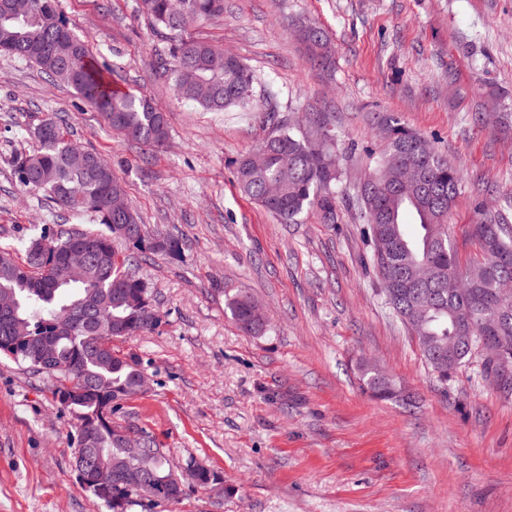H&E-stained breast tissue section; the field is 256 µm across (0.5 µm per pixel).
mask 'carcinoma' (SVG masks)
<instances>
[{
    "instance_id": "carcinoma-1",
    "label": "carcinoma",
    "mask_w": 512,
    "mask_h": 512,
    "mask_svg": "<svg viewBox=\"0 0 512 512\" xmlns=\"http://www.w3.org/2000/svg\"><path fill=\"white\" fill-rule=\"evenodd\" d=\"M140 11L153 25L171 32L172 43L160 58V68L173 80L176 95L207 112L239 108L262 112L252 98L254 74L224 47L184 35L200 21L224 14V0H140ZM310 67L323 69L331 61L330 39L318 26L301 29ZM0 52L35 64L52 79L71 88L94 107L104 122L126 138L160 145L168 138L165 113L150 99L123 91L107 79L108 68L89 52L70 28L58 0H0ZM268 132L255 151L235 162L239 189L285 224H297L312 213L321 223H338L339 195L344 180L340 139L333 118L325 112H304L285 122L273 111L263 112ZM380 146L368 155L375 168L353 185L366 261L375 274L384 304L417 337L420 352L437 378L466 365L487 345L504 349L502 358L486 357L478 373L512 388V296L501 288L512 281V201L488 204L481 194L472 198V230L483 261L461 267L449 218L461 195L463 168L438 151L425 135L391 113L375 116ZM39 149L14 161V173L25 190L42 191L61 207L86 213L102 226L92 232L41 228L28 239L25 259L17 261L0 248V295H8L13 312L0 316V355L16 364L56 379L54 398L61 410L77 419L92 420V463L116 471L134 469L148 480L143 493L112 486L110 512H128L137 503L179 501L186 487H212L220 476L196 461L181 471L170 466L160 443L142 430L141 448L130 454L104 409L111 400L141 394L143 369L132 356L112 349V339L140 336L161 323L148 283L132 271L135 252L177 255L182 243L172 236L155 240L127 199L123 182L112 165L95 150H85L89 163L74 168L68 162L72 140L63 119L46 117L33 129ZM409 160L420 165L412 177L385 181ZM123 209L110 210L109 201ZM128 246L120 253L116 243ZM89 246L84 280L72 282L63 272L69 248ZM255 299L242 292L226 294L224 311L246 335L264 332ZM77 313L75 324L61 329L57 315ZM49 345L57 361L41 368L40 350ZM360 378L372 396L398 397L388 374L373 365H359ZM80 392L64 398L68 386Z\"/></svg>"
}]
</instances>
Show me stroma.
<instances>
[{
	"label": "stroma",
	"mask_w": 512,
	"mask_h": 512,
	"mask_svg": "<svg viewBox=\"0 0 512 512\" xmlns=\"http://www.w3.org/2000/svg\"><path fill=\"white\" fill-rule=\"evenodd\" d=\"M109 77L166 115L169 137L149 149L104 124L76 92L25 60L0 54V245L15 257L42 226L92 229L25 192L13 161L33 152L45 114L76 144L111 160L149 229L182 238L139 274L161 322L112 341L150 386L122 401L117 421L151 432L173 467L197 461L224 479L180 502L131 512H512V394L479 375L473 355L448 382L429 372L415 338L380 297L362 257L352 206L343 222L306 215L284 224L239 189L233 163L264 135L258 113L206 112L178 98L157 67L171 44L139 0H60ZM329 35L333 64L311 69L301 23ZM193 36L224 45L253 71V95L283 115L329 112L368 173L372 112L395 114L465 172L451 220L458 258H481L469 198L512 197V0H224ZM487 113L475 122L474 113ZM260 304L265 335L243 334L224 293ZM386 370L406 400H378L359 359ZM52 381L0 357V512H109L78 483L76 422Z\"/></svg>",
	"instance_id": "obj_1"
}]
</instances>
